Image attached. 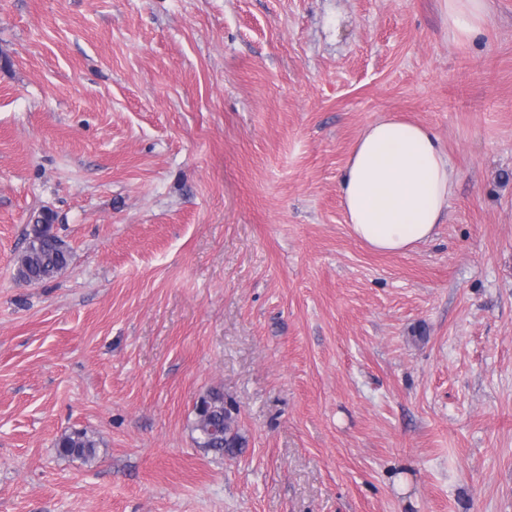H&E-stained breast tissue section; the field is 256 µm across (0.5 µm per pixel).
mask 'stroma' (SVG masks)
Listing matches in <instances>:
<instances>
[{
    "label": "stroma",
    "mask_w": 512,
    "mask_h": 512,
    "mask_svg": "<svg viewBox=\"0 0 512 512\" xmlns=\"http://www.w3.org/2000/svg\"><path fill=\"white\" fill-rule=\"evenodd\" d=\"M389 114L458 174L401 254L338 192ZM0 512H512V0H0ZM490 0H441V14L461 41L475 37L490 14ZM43 220V218H42ZM32 224L26 246L17 259V276L26 283H42L56 277L69 262V252L51 224ZM202 408L196 406L194 431L198 447L217 454L234 456L244 447V438L239 433L231 409L224 406V395L210 392L201 399ZM100 442L94 435L86 430H73L62 434L57 440L56 446L64 456L79 459L83 462L93 460L99 448Z\"/></svg>",
    "instance_id": "35a3bbf8"
}]
</instances>
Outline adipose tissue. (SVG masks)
Returning a JSON list of instances; mask_svg holds the SVG:
<instances>
[{"label": "adipose tissue", "instance_id": "ef3b65f1", "mask_svg": "<svg viewBox=\"0 0 512 512\" xmlns=\"http://www.w3.org/2000/svg\"><path fill=\"white\" fill-rule=\"evenodd\" d=\"M490 0H441V14L462 41L475 37ZM457 175L428 127L389 115L360 133L342 172L339 196L352 234L370 249L405 253L430 240L448 215Z\"/></svg>", "mask_w": 512, "mask_h": 512}]
</instances>
